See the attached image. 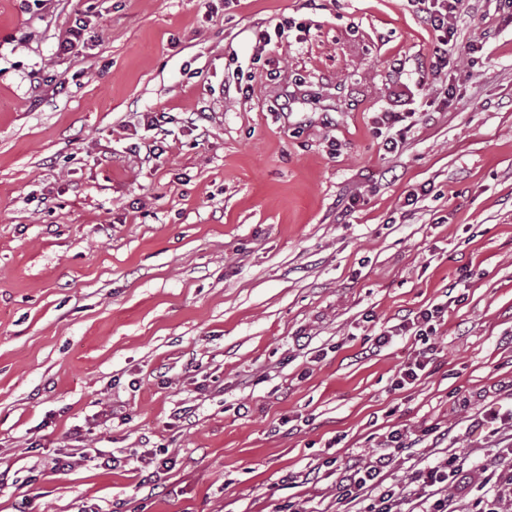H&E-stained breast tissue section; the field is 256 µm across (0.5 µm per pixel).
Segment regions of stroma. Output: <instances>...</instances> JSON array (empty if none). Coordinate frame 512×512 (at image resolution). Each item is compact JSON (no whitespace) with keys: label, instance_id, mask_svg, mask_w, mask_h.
<instances>
[{"label":"stroma","instance_id":"35a3bbf8","mask_svg":"<svg viewBox=\"0 0 512 512\" xmlns=\"http://www.w3.org/2000/svg\"><path fill=\"white\" fill-rule=\"evenodd\" d=\"M464 31L436 75L408 0H0V512H336L329 459L392 430L436 428L389 485L512 448L470 428L512 405V17ZM381 112L412 115L399 151ZM445 300L434 371L392 390L419 342L365 337ZM149 445L174 467L81 456Z\"/></svg>","mask_w":512,"mask_h":512}]
</instances>
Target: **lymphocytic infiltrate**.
I'll list each match as a JSON object with an SVG mask.
<instances>
[{
	"label": "lymphocytic infiltrate",
	"instance_id": "f902f5d3",
	"mask_svg": "<svg viewBox=\"0 0 512 512\" xmlns=\"http://www.w3.org/2000/svg\"><path fill=\"white\" fill-rule=\"evenodd\" d=\"M415 12L426 21L435 35L434 64L447 66L459 49L474 54L482 50L484 40L474 36L461 42V25L475 14L473 0H408ZM448 311L447 304H434L415 314L405 315L398 323L384 326L372 340V348L391 344L397 337L413 336L424 341L404 363L394 382L402 390L415 384L436 361L433 346L428 339L435 332V324ZM417 439L407 433L390 432L380 451L361 463H352L340 469V484L345 492V503H354L358 512H403L404 503H412L411 512H458L454 488H465L473 478L464 458L449 454L440 464L420 469L416 477L405 486H387L384 476L395 460L403 453L417 447ZM500 467L485 474L482 487L471 500L469 512H512V448L504 449Z\"/></svg>",
	"mask_w": 512,
	"mask_h": 512
}]
</instances>
